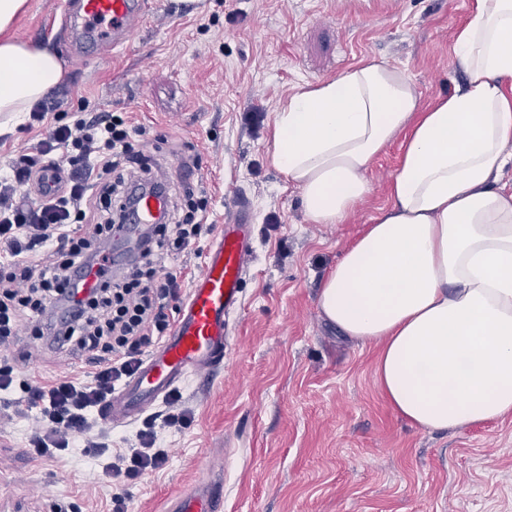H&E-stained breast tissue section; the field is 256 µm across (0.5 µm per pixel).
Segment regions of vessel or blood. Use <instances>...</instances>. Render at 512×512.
<instances>
[{"instance_id":"obj_1","label":"vessel or blood","mask_w":512,"mask_h":512,"mask_svg":"<svg viewBox=\"0 0 512 512\" xmlns=\"http://www.w3.org/2000/svg\"><path fill=\"white\" fill-rule=\"evenodd\" d=\"M146 9V0H65L61 18L66 33L63 47L77 57L101 46L113 50L127 47L145 20ZM167 206L166 196H139L125 236L156 223ZM251 222L249 205L235 200L229 223L219 225L198 271L191 277L170 335L113 392L106 408L109 422L134 421L163 402L190 376L223 365L227 320L242 308L240 282L253 256ZM222 503V486L205 481L177 494L168 512H219Z\"/></svg>"}]
</instances>
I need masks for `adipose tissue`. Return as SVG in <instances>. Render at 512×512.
Returning a JSON list of instances; mask_svg holds the SVG:
<instances>
[{
	"mask_svg": "<svg viewBox=\"0 0 512 512\" xmlns=\"http://www.w3.org/2000/svg\"><path fill=\"white\" fill-rule=\"evenodd\" d=\"M27 0H0V116L21 121L63 64L12 29ZM465 80L422 105L408 71L365 58L289 96L272 160L308 220L342 224L391 143L389 204L325 278L321 315L375 345L378 386L409 424L466 428L512 415V0H472L453 34Z\"/></svg>",
	"mask_w": 512,
	"mask_h": 512,
	"instance_id": "adipose-tissue-1",
	"label": "adipose tissue"
}]
</instances>
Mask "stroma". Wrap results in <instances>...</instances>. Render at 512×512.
Returning a JSON list of instances; mask_svg holds the SVG:
<instances>
[{"label": "stroma", "mask_w": 512, "mask_h": 512, "mask_svg": "<svg viewBox=\"0 0 512 512\" xmlns=\"http://www.w3.org/2000/svg\"><path fill=\"white\" fill-rule=\"evenodd\" d=\"M63 0H28L18 39L60 50ZM124 49L82 59L64 55V79L49 96L62 112L130 117L133 143L168 170L190 165L208 199L210 224L233 198L253 213L254 255L231 318L221 369L191 377L176 404L161 403L157 444L165 468L128 484L99 474L76 447L55 458L27 451L33 411L19 385L30 379H87L82 355L49 354L29 365L18 336L0 356L15 366L17 390L0 396V512H166L169 500L224 477L223 512H512V415L444 432L414 427L382 396L376 349L354 343L322 318L317 296L345 247L385 206L398 145L375 160L371 195L344 224L310 223L300 192L273 164L281 104L304 85L336 76L364 57L405 68L423 102L463 79L451 39L471 0H149ZM55 123L7 124L0 169ZM187 411L189 427L164 424Z\"/></svg>", "instance_id": "35a3bbf8"}]
</instances>
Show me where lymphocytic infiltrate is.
Returning <instances> with one entry per match:
<instances>
[{"label": "lymphocytic infiltrate", "mask_w": 512, "mask_h": 512, "mask_svg": "<svg viewBox=\"0 0 512 512\" xmlns=\"http://www.w3.org/2000/svg\"><path fill=\"white\" fill-rule=\"evenodd\" d=\"M121 166L130 169L137 188L172 190L160 163L135 150L126 118L73 112L0 173V245L13 258L0 270V347L25 329L37 338L28 359L68 351L87 355L92 367L86 382L61 377L25 384L27 401L37 410L29 448L40 458L57 456L85 436L88 447L100 451L102 477L118 484L169 460L150 426L138 430L125 451L112 452L103 409L137 370L145 348L168 329L166 309L180 296L182 276L171 271L161 277L157 270L206 232L208 206L207 198L183 184L180 210H166L163 223L143 229L125 273H117L112 242L125 229L128 194L110 175ZM47 172L61 178L63 191L30 201L35 178ZM94 266L104 278L80 295V279Z\"/></svg>", "instance_id": "f902f5d3"}]
</instances>
